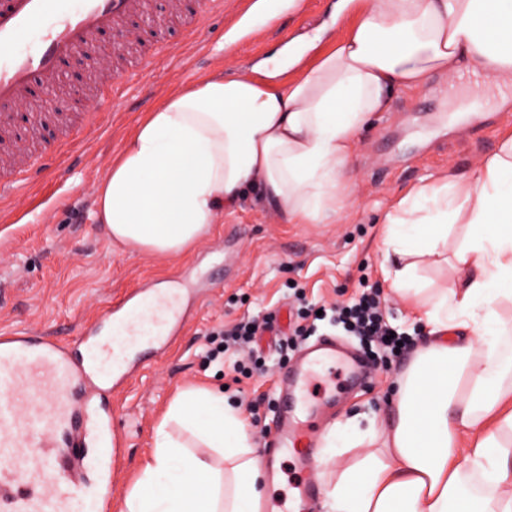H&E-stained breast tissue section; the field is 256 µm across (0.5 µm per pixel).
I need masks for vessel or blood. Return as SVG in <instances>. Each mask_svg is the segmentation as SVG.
<instances>
[{
	"mask_svg": "<svg viewBox=\"0 0 512 512\" xmlns=\"http://www.w3.org/2000/svg\"><path fill=\"white\" fill-rule=\"evenodd\" d=\"M151 0H0V127L14 108L27 104L33 84L52 86L56 64L69 57L91 58L94 33L117 32V50L127 54L139 35L127 21L146 14ZM223 0H196L185 27L193 38ZM98 87L110 94L122 81L137 78L136 67H98ZM45 154L28 141H0V198L29 186ZM122 304L106 305L99 318L122 319L123 330L100 342L82 328L71 343L16 331L0 336V512H83L90 498L108 499L112 480L93 469L88 453L107 430V422L86 391L113 387V373L147 343L154 330H165L179 318L174 296L158 295L133 316L122 317ZM342 358L350 372L365 377L363 359L324 340L310 347L300 367L281 377V401L291 398L297 380L311 365Z\"/></svg>",
	"mask_w": 512,
	"mask_h": 512,
	"instance_id": "b4317fda",
	"label": "vessel or blood"
}]
</instances>
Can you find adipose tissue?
<instances>
[{
  "label": "adipose tissue",
  "mask_w": 512,
  "mask_h": 512,
  "mask_svg": "<svg viewBox=\"0 0 512 512\" xmlns=\"http://www.w3.org/2000/svg\"><path fill=\"white\" fill-rule=\"evenodd\" d=\"M352 22L291 42L253 74L213 75L140 121L95 187L113 247L181 254L253 192L291 224H332L357 134L397 90L460 69L512 82V0H337ZM293 67L301 73L286 79ZM383 272L430 328L386 422L326 437L324 512H512V134L466 176L447 175L386 214ZM466 227L463 243L449 238ZM451 264L420 287L416 261ZM123 512H260L264 467L223 392H178Z\"/></svg>",
  "instance_id": "ef3b65f1"
}]
</instances>
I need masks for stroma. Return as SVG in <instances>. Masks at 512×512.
Segmentation results:
<instances>
[{"mask_svg":"<svg viewBox=\"0 0 512 512\" xmlns=\"http://www.w3.org/2000/svg\"><path fill=\"white\" fill-rule=\"evenodd\" d=\"M250 0H224L194 40L182 38L168 0H152L139 18L140 32L175 43L173 52L154 57L144 78L123 84L112 98L92 93L93 70L80 59L61 71L83 76V106L75 114L97 112L99 122L74 145L58 167L32 182L30 196L0 202V332L13 328L55 333L71 342L78 328L92 323L108 301L138 292L148 303L153 288L171 285L186 309L184 325L164 350L148 345L136 370L105 395L112 443L114 491L98 512H120L141 462L154 447V429L177 391L226 388L240 405L258 447L276 438L275 382L295 362L297 348L260 337L264 373L234 372L233 357L210 361V335L244 317H288L294 290L315 306L357 297L362 283L379 284L387 300V321L417 341L425 324L416 310L394 294L382 271V223L410 190L453 172L469 174L512 132V85L481 77L467 80L433 73L416 91H397L389 111L361 132L349 164V199L336 223L290 224L275 209L251 201L225 214L200 243L182 255L161 258L113 248L98 224L94 186L145 116L178 88L221 74L251 71L288 42L331 25L336 0H271L276 17L239 23ZM234 32L225 43V32ZM477 106L478 118L453 117L449 97ZM378 354L369 363L364 387L344 381L318 390L297 386L291 415L315 424L314 455L325 452V437L339 421L359 415L382 420L395 379L411 358ZM293 450L278 459L277 482L269 488L268 512H323L319 499L296 510L300 488L319 479Z\"/></svg>","mask_w":512,"mask_h":512,"instance_id":"35a3bbf8","label":"stroma"}]
</instances>
